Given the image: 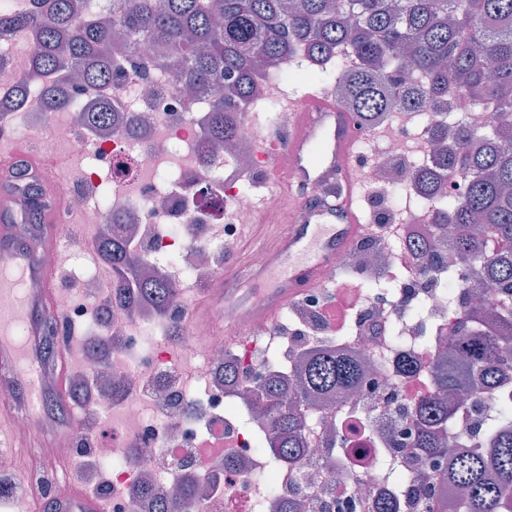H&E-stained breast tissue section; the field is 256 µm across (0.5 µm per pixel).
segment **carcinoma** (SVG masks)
<instances>
[{"label": "carcinoma", "mask_w": 512, "mask_h": 512, "mask_svg": "<svg viewBox=\"0 0 512 512\" xmlns=\"http://www.w3.org/2000/svg\"><path fill=\"white\" fill-rule=\"evenodd\" d=\"M34 13L0 15V41L27 31L34 41L32 68L61 83L74 71L112 90V43L147 37L171 50L167 66L178 85L211 91L209 134L235 132L224 116L227 102L248 104L256 95L254 71L274 69L291 83L327 88L363 124L374 127L402 107L446 109L459 96L490 113L478 136L459 125L443 140L433 164L412 169L409 185L422 195L440 193L445 179L466 175L462 191L436 204L433 223L453 230L458 252L480 264L479 274L512 293V0H112L116 20L91 12V0H38ZM346 49L359 64L348 70L330 56ZM311 63L290 69L298 52ZM407 64L427 80L410 88L391 74ZM123 295L162 310L175 289L146 276L128 259L125 245L109 253ZM512 349V307L498 314L463 306L460 337L433 376L436 392L413 406L419 455L444 466L447 491H464L461 512H509L512 501V404L487 428L489 450L460 452L443 429L460 392L498 380L505 351ZM361 364L339 352L316 350L290 380H267L261 399L274 428L272 448L290 464L305 453V423L286 406L288 396L326 398L355 388Z\"/></svg>", "instance_id": "obj_1"}]
</instances>
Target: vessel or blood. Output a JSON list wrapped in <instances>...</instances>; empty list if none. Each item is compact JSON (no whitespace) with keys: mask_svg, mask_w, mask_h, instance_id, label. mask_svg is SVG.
<instances>
[{"mask_svg":"<svg viewBox=\"0 0 512 512\" xmlns=\"http://www.w3.org/2000/svg\"><path fill=\"white\" fill-rule=\"evenodd\" d=\"M355 145L351 114L330 92L307 94L296 103L288 118L287 136L262 145L266 166L286 177L280 197L288 208V225L256 273L265 287L257 300L247 301L236 286L237 270L226 269L219 285L199 292L192 318L246 302L258 318L273 320L294 298L319 287L325 264L346 252L363 229L353 200L359 182L351 163ZM67 167L65 159L43 155L29 144L0 135V386L12 389L11 397L0 399V431L14 427L19 408L38 410L43 387H51L62 398L70 390L64 364H57L53 375H46L41 341L46 315L59 313L60 267L43 262L41 256L57 254L62 247L59 219L70 196ZM336 171L341 172L343 183L337 203L312 204L303 186ZM26 172L34 175L51 204L36 212L33 235L22 237L17 220L25 203L16 183ZM27 281L37 283L35 292H25ZM54 445V440L38 433L14 434L10 448L17 476L29 479L34 449Z\"/></svg>","mask_w":512,"mask_h":512,"instance_id":"b4317fda","label":"vessel or blood"}]
</instances>
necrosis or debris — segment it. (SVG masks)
Wrapping results in <instances>:
<instances>
[{"label": "necrosis or debris", "instance_id": "1", "mask_svg": "<svg viewBox=\"0 0 512 512\" xmlns=\"http://www.w3.org/2000/svg\"><path fill=\"white\" fill-rule=\"evenodd\" d=\"M32 53L30 40L0 42V54L15 65L0 78V126L23 127L44 155L66 154L72 183L63 223L83 225L95 243L106 233L122 240L139 268L155 270L177 290L164 313L120 305L102 287L101 275L111 266L96 247L79 274L82 293L61 289L57 342L66 344L72 328L81 326L106 346L104 362L83 360L76 375L94 387L112 374L126 386L121 395L84 405L75 439L53 448L55 460H83L86 488L105 490L107 512H153L140 493L147 475L172 494L188 484L206 487L205 497L183 501L180 512H252L265 494L263 473L274 476L279 501H306L318 492L326 512H363L365 501L393 492L378 461L388 458L405 469L396 451L410 446L414 402L434 392V366L457 339L460 300L495 308L504 298L480 277L477 264L461 261L449 236L438 235L430 219L434 200L394 183L403 207L393 218V236L360 241L324 267L327 285L347 265L363 286L359 306L345 321L323 328L322 293L310 291L289 311L291 332L282 346L273 323L258 320L249 307L227 305L216 322L247 337L242 345H227L214 322L189 319V290L223 280L224 258L238 252L240 228L286 218L276 191L253 190L266 176L261 138L288 124L293 98L285 79L257 73L262 99L280 105L278 120L238 113L237 148L228 152L214 148L207 133V93L183 95L154 43L139 40L129 65L113 72V126L106 134L74 119L98 105L102 91L73 82L64 88L68 106L50 110L44 85L28 65ZM20 81L26 90L17 101L12 91ZM489 121L484 109L459 102L445 115L405 107L384 124L361 127L360 141L374 146L360 165L364 185L392 183L395 164L409 168L431 160L435 125L481 132ZM416 239L428 240L439 254L436 267L410 252ZM199 337L208 341L205 350L195 347ZM315 348L358 356L368 372L354 392L330 397L327 405L299 404L306 453L297 464L273 466L271 456L254 453L271 443L272 422L251 417L250 402L265 378L293 370ZM228 366L234 371L229 378ZM502 369V382L458 404L448 429L452 444L486 449L485 434L472 433L469 424L512 401L511 355Z\"/></svg>", "mask_w": 512, "mask_h": 512}]
</instances>
